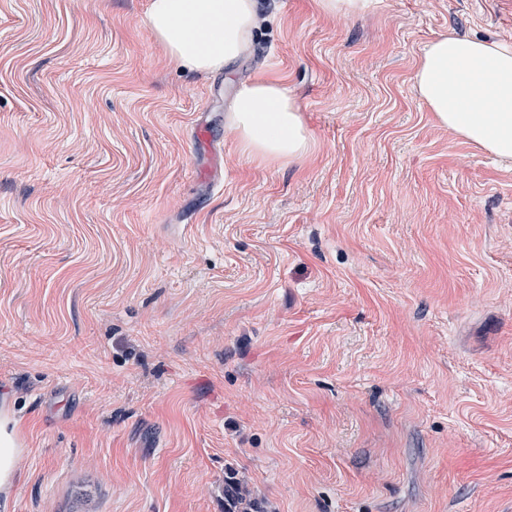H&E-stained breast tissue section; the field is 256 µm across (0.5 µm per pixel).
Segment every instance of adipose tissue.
Segmentation results:
<instances>
[{"mask_svg":"<svg viewBox=\"0 0 512 512\" xmlns=\"http://www.w3.org/2000/svg\"><path fill=\"white\" fill-rule=\"evenodd\" d=\"M257 0H149L146 22L172 59L198 71L234 62L252 36ZM412 80L440 125L491 156L512 161V45L443 35L427 43ZM242 151L259 160L302 159L310 133L279 83L242 86L228 113ZM17 424L0 406V496L15 488Z\"/></svg>","mask_w":512,"mask_h":512,"instance_id":"obj_1","label":"adipose tissue"}]
</instances>
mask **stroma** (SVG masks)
I'll return each instance as SVG.
<instances>
[{
  "label": "stroma",
  "mask_w": 512,
  "mask_h": 512,
  "mask_svg": "<svg viewBox=\"0 0 512 512\" xmlns=\"http://www.w3.org/2000/svg\"><path fill=\"white\" fill-rule=\"evenodd\" d=\"M147 6L0 0L7 512H229V475L264 512H512V163L412 82L441 35L512 44V0H260L213 72ZM257 77L301 161L242 152ZM321 10L331 15L356 16L364 12L367 0H317ZM228 121L252 158L296 162L309 150L311 137L297 100L279 83L257 78L242 86ZM17 424L7 406L0 401V497L6 502L15 488L16 461L23 448Z\"/></svg>",
  "instance_id": "35a3bbf8"
}]
</instances>
